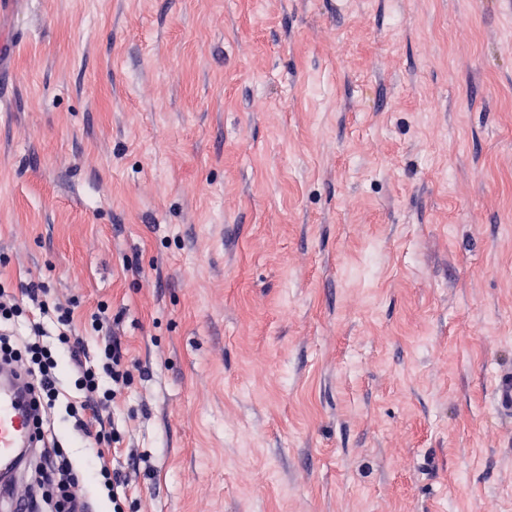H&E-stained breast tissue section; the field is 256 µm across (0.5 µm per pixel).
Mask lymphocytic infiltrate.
<instances>
[{
    "mask_svg": "<svg viewBox=\"0 0 512 512\" xmlns=\"http://www.w3.org/2000/svg\"><path fill=\"white\" fill-rule=\"evenodd\" d=\"M23 298L0 285V364H17L28 379L29 391L40 415L36 430L37 451L30 466L23 506L26 512H77L82 490V470L57 438L49 423L51 413L65 408L75 428L93 447L118 441L119 432L105 424L98 409L113 401L126 388L131 365L121 343L111 331L110 319L98 312L92 321L101 333L104 345L98 365H89L82 339L73 333L71 308L50 301L43 283L32 281L23 288ZM36 305L41 314L54 319L58 330V348L46 343L43 323L31 322L26 340H19L14 324L23 313V301ZM69 368L75 385L82 391L81 403H62L60 375ZM106 373L111 385L101 388L98 375Z\"/></svg>",
    "mask_w": 512,
    "mask_h": 512,
    "instance_id": "obj_1",
    "label": "lymphocytic infiltrate"
}]
</instances>
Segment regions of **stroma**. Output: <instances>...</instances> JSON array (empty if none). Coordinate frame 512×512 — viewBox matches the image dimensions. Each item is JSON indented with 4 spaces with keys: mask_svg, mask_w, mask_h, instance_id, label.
Here are the masks:
<instances>
[{
    "mask_svg": "<svg viewBox=\"0 0 512 512\" xmlns=\"http://www.w3.org/2000/svg\"><path fill=\"white\" fill-rule=\"evenodd\" d=\"M0 283L108 305L124 512H512V0H0ZM494 400L499 412L512 414V368L500 369L494 384Z\"/></svg>",
    "mask_w": 512,
    "mask_h": 512,
    "instance_id": "obj_1",
    "label": "stroma"
}]
</instances>
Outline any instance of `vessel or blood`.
I'll list each match as a JSON object with an SVG mask.
<instances>
[{
	"label": "vessel or blood",
	"instance_id": "b4317fda",
	"mask_svg": "<svg viewBox=\"0 0 512 512\" xmlns=\"http://www.w3.org/2000/svg\"><path fill=\"white\" fill-rule=\"evenodd\" d=\"M499 412L512 414V368L499 370L494 384ZM35 446L34 409L24 379L14 366H0V477L10 478Z\"/></svg>",
	"mask_w": 512,
	"mask_h": 512
}]
</instances>
